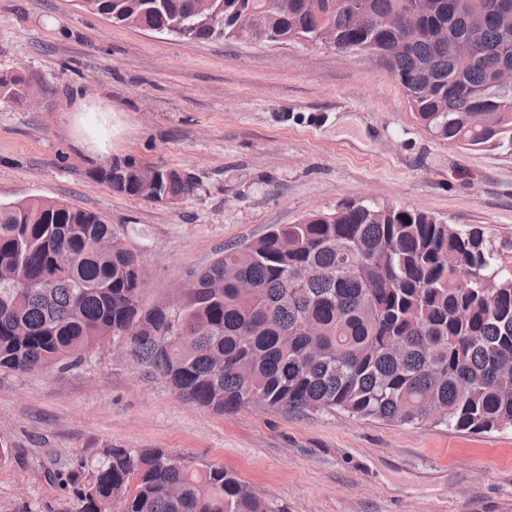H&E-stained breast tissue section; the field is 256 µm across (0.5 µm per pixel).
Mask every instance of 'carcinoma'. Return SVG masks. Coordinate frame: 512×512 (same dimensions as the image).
I'll list each match as a JSON object with an SVG mask.
<instances>
[{"instance_id": "carcinoma-1", "label": "carcinoma", "mask_w": 512, "mask_h": 512, "mask_svg": "<svg viewBox=\"0 0 512 512\" xmlns=\"http://www.w3.org/2000/svg\"><path fill=\"white\" fill-rule=\"evenodd\" d=\"M121 26L168 31L199 0H80ZM353 0H211L186 43H319L330 25L350 52L383 61L424 126L450 145L512 156V0H426L419 36L361 25ZM411 0H362L381 17ZM478 13L490 15L481 29ZM31 95L0 73V97ZM177 202L192 177L159 165ZM112 191L141 197L138 163L99 167ZM138 254L95 212L46 198L0 203V369L82 364L126 339L135 368L222 413L250 403L340 410L357 419L469 433L512 429V243L401 205L351 202L272 227L224 250L174 307H144ZM251 284L245 292L240 283ZM77 512H285L220 466L162 448H105L68 480Z\"/></svg>"}]
</instances>
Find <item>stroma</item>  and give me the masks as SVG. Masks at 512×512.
<instances>
[{"label":"stroma","mask_w":512,"mask_h":512,"mask_svg":"<svg viewBox=\"0 0 512 512\" xmlns=\"http://www.w3.org/2000/svg\"><path fill=\"white\" fill-rule=\"evenodd\" d=\"M0 203L60 199L101 215L142 260L145 305H174L227 246L345 202L405 204L512 240V157L427 130L376 59L298 41L186 43L113 24L79 0H0ZM101 102L72 109L75 94ZM191 175L174 204L110 190L115 159ZM0 512H76L48 480L101 449L163 448L222 466L286 512H512V430L469 434L338 410L177 395L104 346L73 369L0 371ZM31 95L29 84L18 73H0V98L1 96L14 101L23 102Z\"/></svg>","instance_id":"stroma-1"}]
</instances>
